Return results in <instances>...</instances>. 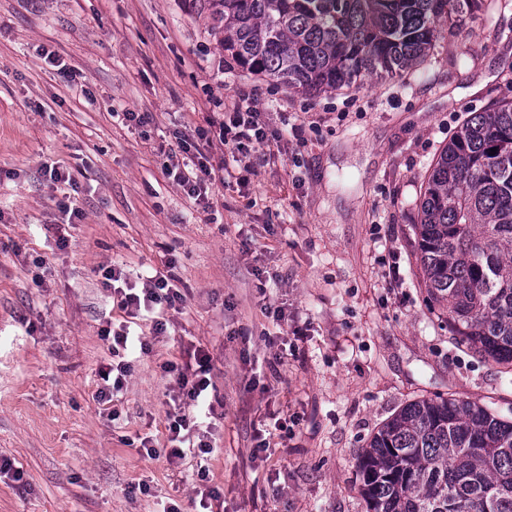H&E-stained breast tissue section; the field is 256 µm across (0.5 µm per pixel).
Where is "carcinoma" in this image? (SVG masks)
<instances>
[{
  "mask_svg": "<svg viewBox=\"0 0 512 512\" xmlns=\"http://www.w3.org/2000/svg\"><path fill=\"white\" fill-rule=\"evenodd\" d=\"M224 50L289 89L405 72L482 0H203ZM496 152H491V149ZM418 251L458 341L512 369V100L474 112L429 173ZM367 512H512V420L468 400L405 405L358 461Z\"/></svg>",
  "mask_w": 512,
  "mask_h": 512,
  "instance_id": "1",
  "label": "carcinoma"
}]
</instances>
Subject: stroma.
Masks as SVG:
<instances>
[{"label": "stroma", "instance_id": "stroma-1", "mask_svg": "<svg viewBox=\"0 0 512 512\" xmlns=\"http://www.w3.org/2000/svg\"><path fill=\"white\" fill-rule=\"evenodd\" d=\"M221 39L199 0H0V459L23 473L0 476V512H197L209 490L223 512H366L359 456L407 403L512 418V371L432 306L416 230L456 127L512 100V0L414 69L315 95L248 73ZM243 95L271 143L233 162L197 133ZM178 132L230 171L206 196L172 175ZM112 266L132 285L159 270L184 302L164 335L138 319L151 349L102 404V332L127 319ZM198 346L215 450L173 458L168 416L190 406L163 365Z\"/></svg>", "mask_w": 512, "mask_h": 512}]
</instances>
